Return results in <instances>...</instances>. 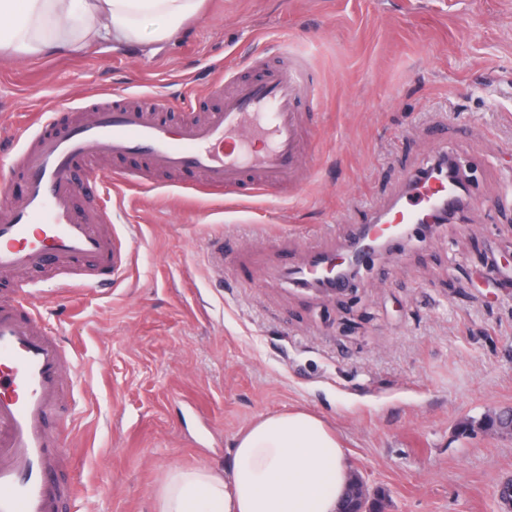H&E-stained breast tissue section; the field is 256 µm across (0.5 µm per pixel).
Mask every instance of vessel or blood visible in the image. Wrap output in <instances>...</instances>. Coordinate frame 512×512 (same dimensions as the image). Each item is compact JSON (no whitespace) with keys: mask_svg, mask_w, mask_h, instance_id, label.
Wrapping results in <instances>:
<instances>
[{"mask_svg":"<svg viewBox=\"0 0 512 512\" xmlns=\"http://www.w3.org/2000/svg\"><path fill=\"white\" fill-rule=\"evenodd\" d=\"M289 45L288 37H278L280 63L258 79L240 80L230 71L216 76L202 97L217 101V108L175 126L160 117L169 101L152 95L142 105L113 98L76 121L54 113L38 126H23L14 174L25 182L23 196L11 200L14 176L0 178V279L59 265L79 271L81 287L94 288L126 267V239L100 229L110 214L100 213L94 226L75 205L90 154H138L148 171L186 172L204 189L247 197L284 184L304 158L298 108L319 95L307 64ZM437 202L460 208L447 174H407L403 196L356 228L355 245L394 240V226L418 223ZM330 259L319 253L289 278L311 285ZM73 370L71 350L47 331L37 306L0 300V512H67L78 497L79 485L58 477L68 436L54 422Z\"/></svg>","mask_w":512,"mask_h":512,"instance_id":"1","label":"vessel or blood"}]
</instances>
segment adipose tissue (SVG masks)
<instances>
[{
  "label": "adipose tissue",
  "instance_id": "obj_1",
  "mask_svg": "<svg viewBox=\"0 0 512 512\" xmlns=\"http://www.w3.org/2000/svg\"><path fill=\"white\" fill-rule=\"evenodd\" d=\"M203 0H0V55L23 62L179 36ZM157 20L153 33L147 21ZM346 453L327 424L300 410L269 415L235 438L230 474L171 468L158 512H337Z\"/></svg>",
  "mask_w": 512,
  "mask_h": 512
}]
</instances>
